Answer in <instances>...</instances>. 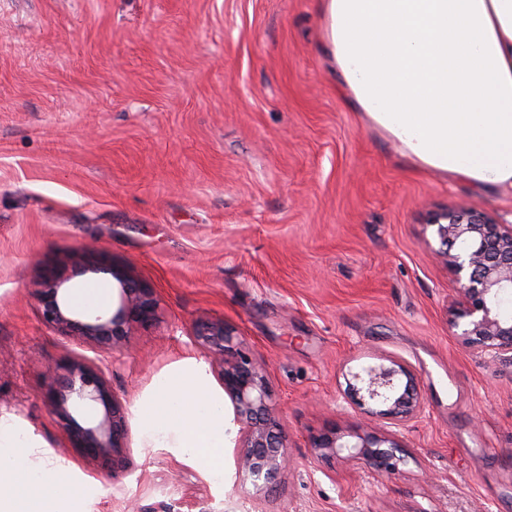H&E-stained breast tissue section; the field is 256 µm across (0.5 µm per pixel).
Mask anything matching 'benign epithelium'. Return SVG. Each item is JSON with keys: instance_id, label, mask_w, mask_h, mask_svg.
I'll use <instances>...</instances> for the list:
<instances>
[{"instance_id": "7a95c632", "label": "benign epithelium", "mask_w": 512, "mask_h": 512, "mask_svg": "<svg viewBox=\"0 0 512 512\" xmlns=\"http://www.w3.org/2000/svg\"><path fill=\"white\" fill-rule=\"evenodd\" d=\"M426 227L431 229V238L425 239V244L445 262L458 285V298L449 309L453 336L474 352L492 358L512 357V316H503L497 305L498 297L512 293V225L457 205L429 214ZM117 281V308L89 310L72 306L71 289L49 274L37 285L36 306L44 326L109 354L95 359L77 355L63 365L47 367L44 378L51 410L72 442L114 467L123 463L127 427L120 401L109 384L110 354L130 335L133 324L149 322L157 312V299L150 289L130 278ZM189 338L217 373L234 420L240 424L242 451L236 464L242 483L257 491L269 488L289 458L282 425L271 404L264 361L246 349L242 336L222 318L196 320ZM347 394L387 431L359 434L351 443L331 428L314 438L313 447L322 458L342 454L387 475L398 473L402 445L394 428L423 410L417 374L396 360L387 365H362L349 372ZM90 403L103 406L104 418L95 426L83 427L74 413Z\"/></svg>"}]
</instances>
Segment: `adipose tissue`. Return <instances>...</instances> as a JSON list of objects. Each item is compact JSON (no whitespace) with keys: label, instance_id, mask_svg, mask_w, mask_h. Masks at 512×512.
I'll use <instances>...</instances> for the list:
<instances>
[{"label":"adipose tissue","instance_id":"1","mask_svg":"<svg viewBox=\"0 0 512 512\" xmlns=\"http://www.w3.org/2000/svg\"><path fill=\"white\" fill-rule=\"evenodd\" d=\"M330 52L371 124L421 167L512 191V0H327ZM141 440L222 464L224 396L177 362L134 412ZM67 466L0 416V512H83Z\"/></svg>","mask_w":512,"mask_h":512}]
</instances>
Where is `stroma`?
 <instances>
[{
	"mask_svg": "<svg viewBox=\"0 0 512 512\" xmlns=\"http://www.w3.org/2000/svg\"><path fill=\"white\" fill-rule=\"evenodd\" d=\"M328 45L318 0H0V415L65 460L88 512H512V363L453 336L457 284L424 242L457 203L512 224V192L418 168L350 103ZM90 242L110 272L84 283L129 276L159 304L114 353L125 411L197 357L193 321L224 319L288 440L272 489L241 485L232 422L219 480L133 422L124 466L72 446L42 372L81 347L41 323L35 285ZM384 359L424 404L399 476L317 459L328 427L377 430L344 390Z\"/></svg>",
	"mask_w": 512,
	"mask_h": 512,
	"instance_id": "35a3bbf8",
	"label": "stroma"
}]
</instances>
